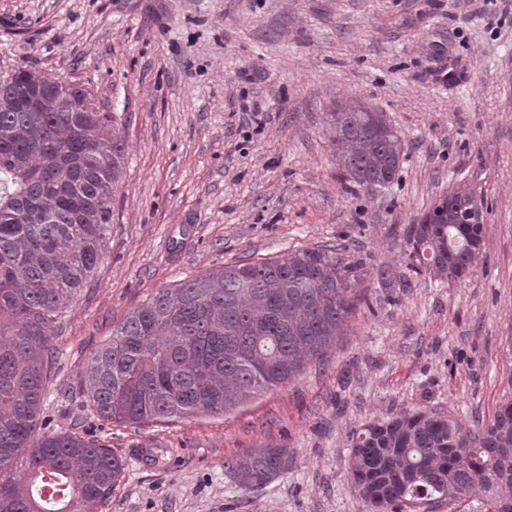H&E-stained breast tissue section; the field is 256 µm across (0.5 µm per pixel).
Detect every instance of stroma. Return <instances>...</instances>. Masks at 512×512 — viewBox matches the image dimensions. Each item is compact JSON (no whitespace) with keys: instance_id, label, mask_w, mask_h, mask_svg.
<instances>
[{"instance_id":"obj_1","label":"stroma","mask_w":512,"mask_h":512,"mask_svg":"<svg viewBox=\"0 0 512 512\" xmlns=\"http://www.w3.org/2000/svg\"><path fill=\"white\" fill-rule=\"evenodd\" d=\"M20 64L85 87L126 145L44 395L50 432L125 463L91 512H368L355 430L418 408L468 427L512 398V0H0V74ZM352 99L404 143L399 182L375 194L336 162L330 114ZM461 182L485 215L472 272L400 287L407 225ZM339 241L367 270L321 364L225 416L94 418L80 366L157 289ZM257 448L291 461L245 490L226 464Z\"/></svg>"}]
</instances>
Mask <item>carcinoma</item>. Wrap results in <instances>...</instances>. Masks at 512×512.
Returning a JSON list of instances; mask_svg holds the SVG:
<instances>
[{
	"mask_svg": "<svg viewBox=\"0 0 512 512\" xmlns=\"http://www.w3.org/2000/svg\"><path fill=\"white\" fill-rule=\"evenodd\" d=\"M0 76V512H88L105 503L124 462L77 432L44 433L52 339L103 258L112 193L125 160L118 116L98 112L70 84L37 112ZM336 159L350 186L381 191L399 178L402 140L381 112L359 104L332 114ZM458 186L404 235L406 269L444 282L479 259L484 212ZM361 258L340 243L238 261L160 288L131 311L80 369L95 417L145 425L220 416L321 363L356 306ZM238 484H268L288 468L285 448H256L227 463ZM349 477L370 512L486 493L490 512H512V399L466 428L423 409L369 422L352 435Z\"/></svg>",
	"mask_w": 512,
	"mask_h": 512,
	"instance_id": "cac0c4a2",
	"label": "carcinoma"
}]
</instances>
